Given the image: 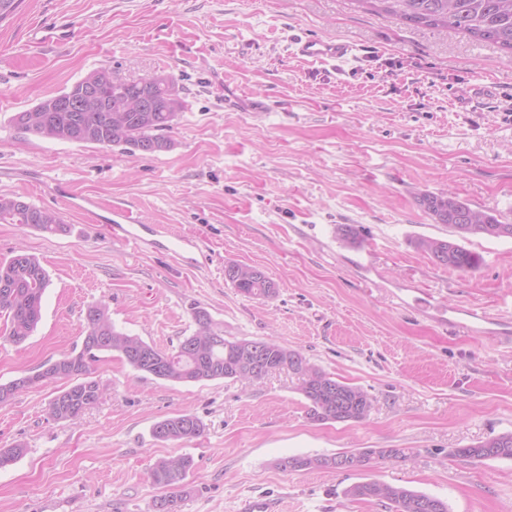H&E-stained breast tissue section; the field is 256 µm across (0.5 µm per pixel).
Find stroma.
Here are the masks:
<instances>
[{"label":"stroma","mask_w":512,"mask_h":512,"mask_svg":"<svg viewBox=\"0 0 512 512\" xmlns=\"http://www.w3.org/2000/svg\"><path fill=\"white\" fill-rule=\"evenodd\" d=\"M295 34L351 43L354 60L298 59ZM106 66L136 79L171 74L186 101L153 154L103 150L22 133L15 113ZM233 89L239 108L224 104ZM271 104L255 112L253 100ZM454 191L512 224V55L455 31L413 28L351 0H24L0 23V195L56 211L66 234L0 223V260L24 248L47 269L42 319L24 343L0 315V383L80 349L88 306L161 349L206 310L229 340L273 338L373 399L361 421H311L298 379L176 384L101 354L100 402L74 422L45 408L49 383L0 407V447L25 455L0 470V512H153L162 457L193 459L181 512H385L349 501L360 474L288 472L289 456L406 448L370 478L426 492L449 512H512V461L473 466L460 448L512 431V344L400 307L419 290L443 307L512 321V238L474 237L480 268L463 274L413 246L448 237L415 189ZM96 208L84 209L85 199ZM113 206L196 238L192 263L103 227ZM356 224L361 243L336 228ZM231 261L261 267L270 299L240 294ZM188 411L205 425L185 443L151 428Z\"/></svg>","instance_id":"1"}]
</instances>
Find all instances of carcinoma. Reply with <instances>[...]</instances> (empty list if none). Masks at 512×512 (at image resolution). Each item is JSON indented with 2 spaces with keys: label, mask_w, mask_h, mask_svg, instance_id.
Masks as SVG:
<instances>
[{
  "label": "carcinoma",
  "mask_w": 512,
  "mask_h": 512,
  "mask_svg": "<svg viewBox=\"0 0 512 512\" xmlns=\"http://www.w3.org/2000/svg\"><path fill=\"white\" fill-rule=\"evenodd\" d=\"M371 12L391 16L411 27L456 30L479 41L491 43L512 54V0H355ZM121 76L107 67L87 72L80 80L59 93L40 100L32 109L13 115L11 122L20 130L59 141L96 145L101 149L124 146L128 153L171 149L166 136L176 124L186 102L176 90L171 75L164 72L144 75L130 86H117ZM417 202L437 224L448 227L452 241L442 240L447 253L444 266L462 273L477 270L481 257L464 246L471 237H491L498 219L476 210L453 194L420 192ZM0 223L19 224L50 234L67 231V225L51 210L39 208L16 197L0 196ZM224 276L242 295L268 299L277 288L259 268L230 262ZM49 275L39 260L23 250L0 261V312L8 314L9 338L25 342L42 318L43 298ZM196 330L171 350H162L137 336L116 328L103 304L88 307L82 349L54 361L29 376L23 385L12 380L0 384V405L10 402L23 389L56 380L71 384L60 390L47 405V415L56 421H73L85 410L98 404L101 388L90 377L92 363L101 353H118L134 369L173 383H198L216 379H240L242 371L258 363L257 373L269 375L286 366L305 369L298 389L310 402L308 416L314 422L360 421L372 409L373 398L362 388L336 380L310 362L298 351L276 340H227L209 313L194 308ZM166 428L161 441L187 442L199 437L203 423L194 415L177 413L156 422ZM26 448L15 444L0 448V469L23 457ZM350 466L344 471L361 473L374 459L391 462L408 458L404 448H359L345 451ZM448 457L459 458L477 466L490 460H512V432L463 448H451ZM288 471L324 470L321 456H289L279 461ZM193 460L178 455L161 458L150 470L151 482L168 490L161 499L170 503L168 512H181L187 478ZM344 496L380 505L388 512H448V504L427 493L378 480L354 483Z\"/></svg>",
  "instance_id": "carcinoma-1"
}]
</instances>
